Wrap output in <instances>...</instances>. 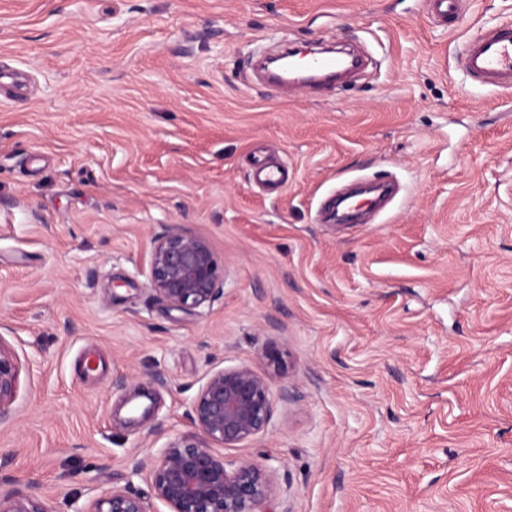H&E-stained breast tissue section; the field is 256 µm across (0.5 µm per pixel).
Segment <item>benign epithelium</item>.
<instances>
[{
    "label": "benign epithelium",
    "mask_w": 512,
    "mask_h": 512,
    "mask_svg": "<svg viewBox=\"0 0 512 512\" xmlns=\"http://www.w3.org/2000/svg\"><path fill=\"white\" fill-rule=\"evenodd\" d=\"M148 283L168 304L181 309L211 305L224 294V273L202 239L175 225L153 239ZM267 371L250 366L207 374L193 400L194 432L168 442L152 459L147 476L149 500L127 487L114 486L87 512H155L152 500L168 512H262L275 493L270 474L257 462H228L216 448H236L264 432L272 416V376L280 372V353H262ZM19 370L0 345V419L16 393ZM0 512H52L32 497H0Z\"/></svg>",
    "instance_id": "7a95c632"
}]
</instances>
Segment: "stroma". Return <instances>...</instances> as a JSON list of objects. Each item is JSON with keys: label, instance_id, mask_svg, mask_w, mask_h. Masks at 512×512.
I'll use <instances>...</instances> for the list:
<instances>
[{"label": "stroma", "instance_id": "1", "mask_svg": "<svg viewBox=\"0 0 512 512\" xmlns=\"http://www.w3.org/2000/svg\"><path fill=\"white\" fill-rule=\"evenodd\" d=\"M510 21L512 0L447 26L423 0H0V493L151 496L134 462L192 432L209 372L273 346L270 424L223 451L269 471L266 512H512V90L458 65ZM289 45L369 64L262 81ZM172 224L223 266L213 304L150 289ZM19 370L13 356L4 349L0 342V421L16 393Z\"/></svg>", "mask_w": 512, "mask_h": 512}]
</instances>
